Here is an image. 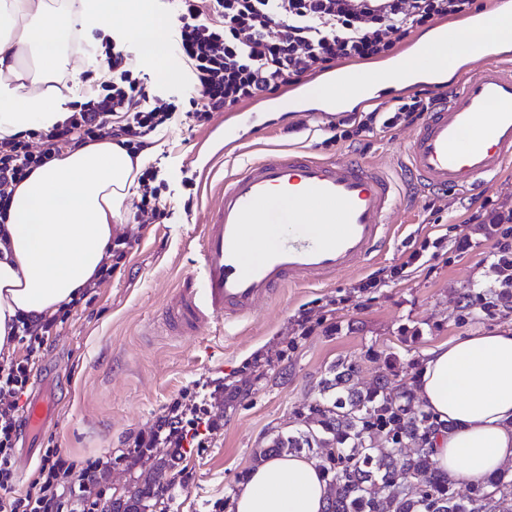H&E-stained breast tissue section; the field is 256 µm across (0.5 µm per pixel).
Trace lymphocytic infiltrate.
Returning a JSON list of instances; mask_svg holds the SVG:
<instances>
[{"label": "lymphocytic infiltrate", "mask_w": 512, "mask_h": 512, "mask_svg": "<svg viewBox=\"0 0 512 512\" xmlns=\"http://www.w3.org/2000/svg\"><path fill=\"white\" fill-rule=\"evenodd\" d=\"M475 0H177L173 42L194 82L184 105L151 91L132 69L123 50H106L100 64L109 77L87 102L76 104L63 122L39 131L36 141L19 134L0 141V245L14 188L62 148L78 149L109 139L140 155L149 137L178 117L201 124L213 113L232 112L246 102L277 93L304 76L326 72L347 61L385 58L413 33L435 22L469 16ZM435 102L418 91L370 110L329 121L324 146L361 145L373 131H395L422 121ZM133 199L137 223L168 216L153 166L142 168ZM472 221L489 224V255L498 281H512V211L481 207ZM63 304L51 316L18 314L11 325L15 351L0 353V512H104L98 487L112 469V454L71 460L58 446L45 449L28 490L13 493L14 451L24 409L19 401L45 348L80 306Z\"/></svg>", "instance_id": "obj_1"}]
</instances>
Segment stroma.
Returning a JSON list of instances; mask_svg holds the SVG:
<instances>
[{"label": "stroma", "instance_id": "stroma-1", "mask_svg": "<svg viewBox=\"0 0 512 512\" xmlns=\"http://www.w3.org/2000/svg\"><path fill=\"white\" fill-rule=\"evenodd\" d=\"M108 40L103 30L93 29L68 47L67 69L77 72L83 85L70 94V102H84L87 86L96 85ZM124 46L134 71L155 93L178 101L187 95L189 71L178 56H171L165 77L143 60L138 40ZM324 123L310 116L298 134L268 132L247 144L244 154L305 147L321 158L354 154L390 174L399 172L409 130L373 132L356 150L344 143L323 146ZM223 144L220 112L203 125L174 123L155 134L147 160L166 185L170 215L161 224L128 223L133 247L124 265L85 311L69 318L40 364L58 414L42 429L39 448L57 443L79 462L111 451L117 461L104 481L110 489L135 485L154 463L168 461L171 475L187 477L174 490L169 512H229L226 502L256 452L277 433L296 428L299 413L319 399L320 383L337 360L359 365L355 381L365 390L383 371L386 356H395L409 378L417 374L424 353L441 343L512 328L511 309L460 319L466 296L498 287L488 259L491 239L468 217L485 201L495 209H512L510 169L474 196L418 194L395 214L389 247L368 271L343 274L326 285L285 289L281 298L260 307L247 327L229 326L220 336L145 335L177 278L195 268L197 252L189 238L206 214L201 195H190L187 186L200 184L206 164L215 161ZM438 237L443 243L437 247ZM460 239L470 242L468 251H457ZM416 249L427 264L411 268L404 279L359 292L368 274L401 264ZM304 312L313 325L307 335L297 323ZM183 396L210 411L211 429L202 447L177 449L161 441L150 460H122V453Z\"/></svg>", "mask_w": 512, "mask_h": 512}]
</instances>
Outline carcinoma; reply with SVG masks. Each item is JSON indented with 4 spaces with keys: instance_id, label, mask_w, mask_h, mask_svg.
I'll return each mask as SVG.
<instances>
[{
    "instance_id": "cac0c4a2",
    "label": "carcinoma",
    "mask_w": 512,
    "mask_h": 512,
    "mask_svg": "<svg viewBox=\"0 0 512 512\" xmlns=\"http://www.w3.org/2000/svg\"><path fill=\"white\" fill-rule=\"evenodd\" d=\"M509 305L512 285L506 281L483 307ZM395 366L389 361L390 374L364 391L354 384L356 364L336 362L322 382V400L299 415L298 428L276 434L256 461L322 449L321 469L330 488L325 512H512V469L470 484L464 499L456 496L454 482L436 468L430 444L431 436L450 424L428 412H411L404 385H392ZM405 443L413 445L412 453L402 452ZM156 473L152 484L115 498L112 512H166L172 481L165 464H158Z\"/></svg>"
}]
</instances>
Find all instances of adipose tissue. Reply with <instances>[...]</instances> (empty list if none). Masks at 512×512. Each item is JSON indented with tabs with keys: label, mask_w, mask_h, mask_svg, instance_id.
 I'll use <instances>...</instances> for the list:
<instances>
[{
	"label": "adipose tissue",
	"mask_w": 512,
	"mask_h": 512,
	"mask_svg": "<svg viewBox=\"0 0 512 512\" xmlns=\"http://www.w3.org/2000/svg\"><path fill=\"white\" fill-rule=\"evenodd\" d=\"M135 38L167 71L164 26L145 0H0V140L62 120L69 87L63 48L76 29ZM143 160L111 140L64 150L12 194L9 254L0 260V350L17 314H53L101 267L138 187ZM415 392L451 431L433 436L449 478L487 479L512 461V329L428 351ZM327 479L305 456L272 455L252 468L230 512H324Z\"/></svg>",
	"instance_id": "1"
}]
</instances>
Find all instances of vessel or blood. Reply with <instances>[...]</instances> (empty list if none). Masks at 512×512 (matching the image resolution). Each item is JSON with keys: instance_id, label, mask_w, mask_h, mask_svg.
I'll return each mask as SVG.
<instances>
[{"instance_id": "b4317fda", "label": "vessel or blood", "mask_w": 512, "mask_h": 512, "mask_svg": "<svg viewBox=\"0 0 512 512\" xmlns=\"http://www.w3.org/2000/svg\"><path fill=\"white\" fill-rule=\"evenodd\" d=\"M487 16L465 25L438 24L433 43L412 49L423 84L440 90L436 107L409 140L400 177L360 158L321 159L288 150L243 160L214 187L210 218L196 234L197 267L180 278L153 325L170 336L248 322L257 307L289 285L326 283L368 268L388 247V224L405 195L419 189L474 194L512 165V51L489 60L486 47L465 45L459 82L444 90L447 52L461 28L484 27ZM398 80L385 65L374 76L368 100ZM336 75L287 85L278 97L224 121L225 147L239 149L257 130L262 112L305 111L336 115L355 111L353 99L323 95ZM55 406L35 387L26 412L25 438L14 457L25 468L36 452L35 433Z\"/></svg>"}]
</instances>
